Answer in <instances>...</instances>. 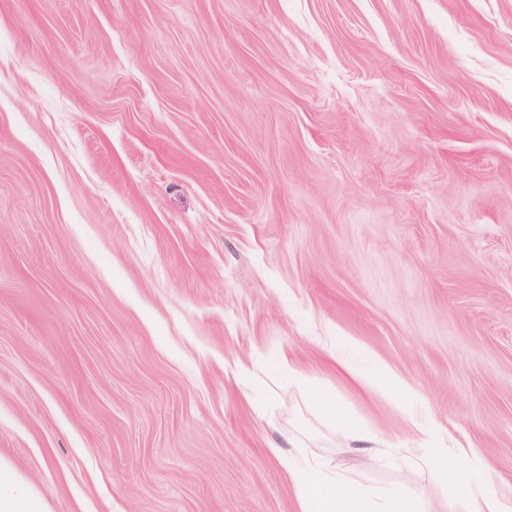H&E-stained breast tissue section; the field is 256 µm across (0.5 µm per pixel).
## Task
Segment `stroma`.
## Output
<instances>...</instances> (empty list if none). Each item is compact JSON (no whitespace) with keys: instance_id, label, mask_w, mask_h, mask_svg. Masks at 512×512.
<instances>
[{"instance_id":"1","label":"stroma","mask_w":512,"mask_h":512,"mask_svg":"<svg viewBox=\"0 0 512 512\" xmlns=\"http://www.w3.org/2000/svg\"><path fill=\"white\" fill-rule=\"evenodd\" d=\"M303 445L512 490V0H0V458L45 512H294ZM316 404L321 412L324 413L328 419L334 422L337 426L339 437L343 440H347L349 446H351L352 443L363 444L365 446V444L377 442L375 436L371 432L357 428L354 422L349 418L344 417L336 401L331 399H318ZM363 448H365L369 454H371L372 451H378L377 448L367 446Z\"/></svg>"}]
</instances>
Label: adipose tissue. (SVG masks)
I'll return each instance as SVG.
<instances>
[{
    "instance_id": "obj_1",
    "label": "adipose tissue",
    "mask_w": 512,
    "mask_h": 512,
    "mask_svg": "<svg viewBox=\"0 0 512 512\" xmlns=\"http://www.w3.org/2000/svg\"><path fill=\"white\" fill-rule=\"evenodd\" d=\"M273 455L287 473L297 502V512H468L470 482H457V472L446 469L442 478L456 481L450 505H433L421 496L400 493L381 495L355 483L327 466L315 452L291 455L273 448ZM0 512H44L41 502L14 471L0 464Z\"/></svg>"
}]
</instances>
